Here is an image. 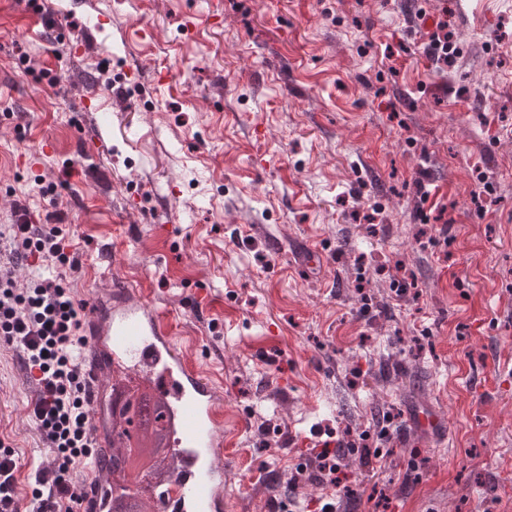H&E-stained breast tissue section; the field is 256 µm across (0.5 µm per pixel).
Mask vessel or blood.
I'll return each mask as SVG.
<instances>
[{
    "label": "vessel or blood",
    "mask_w": 512,
    "mask_h": 512,
    "mask_svg": "<svg viewBox=\"0 0 512 512\" xmlns=\"http://www.w3.org/2000/svg\"><path fill=\"white\" fill-rule=\"evenodd\" d=\"M84 328L88 404L106 398L107 370L149 380L177 424L170 485L176 512H223L224 398L177 352L166 313L142 292L111 289L94 293Z\"/></svg>",
    "instance_id": "1"
}]
</instances>
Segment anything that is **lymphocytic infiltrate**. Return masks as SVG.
<instances>
[{
    "mask_svg": "<svg viewBox=\"0 0 512 512\" xmlns=\"http://www.w3.org/2000/svg\"><path fill=\"white\" fill-rule=\"evenodd\" d=\"M9 247L15 258H37L56 266H75L66 237L58 225L30 230L28 223L9 228ZM83 305L63 278L32 279L18 286L9 268L0 267V340L19 349L30 369L38 373V396L32 414L57 459L54 468L35 477L29 502L17 492L13 451L0 448V512H74L83 494L71 477V467L96 454L88 432L85 384L79 353L86 343L81 333ZM369 433L358 440L337 443L317 454V468L326 486L339 487V453L357 454L362 467L379 461L381 449L368 445Z\"/></svg>",
    "mask_w": 512,
    "mask_h": 512,
    "instance_id": "f902f5d3",
    "label": "lymphocytic infiltrate"
}]
</instances>
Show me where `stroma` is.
Here are the masks:
<instances>
[{
    "label": "stroma",
    "mask_w": 512,
    "mask_h": 512,
    "mask_svg": "<svg viewBox=\"0 0 512 512\" xmlns=\"http://www.w3.org/2000/svg\"><path fill=\"white\" fill-rule=\"evenodd\" d=\"M452 2L53 0L49 25L0 0V225L60 223L78 300L124 286L170 314L224 394V512H318L315 446L385 414L338 512H512V0ZM421 10L448 20V71ZM23 366L0 342L25 497L56 458ZM420 20H423V26L427 29L426 32L420 30L421 36L425 40L424 50L426 56L436 65L446 71L448 67L453 66L456 57V48L453 43V34L448 30V20L440 19L433 21L431 26H427L425 15L426 13L420 12L417 14Z\"/></svg>",
    "instance_id": "35a3bbf8"
}]
</instances>
